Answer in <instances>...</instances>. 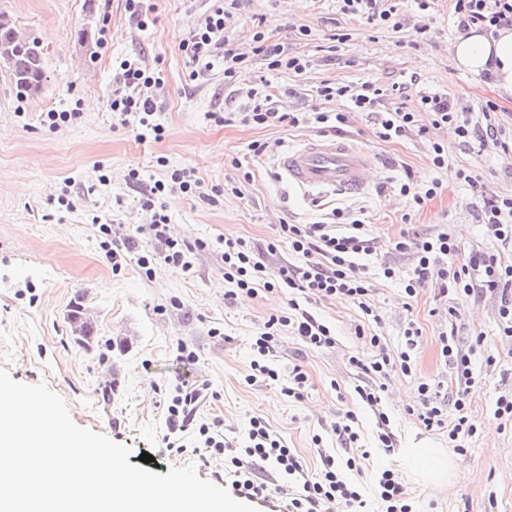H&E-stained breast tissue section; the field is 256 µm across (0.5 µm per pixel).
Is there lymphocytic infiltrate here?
<instances>
[{
	"mask_svg": "<svg viewBox=\"0 0 512 512\" xmlns=\"http://www.w3.org/2000/svg\"><path fill=\"white\" fill-rule=\"evenodd\" d=\"M239 0H211L208 10L196 21L190 39L181 41L178 48L189 68L190 80H197L208 71L215 58L224 60V85L232 88L241 82L251 87L242 107L213 113L214 122L237 123L248 127L295 126L301 123L341 125L347 120L342 112L279 111L275 94L269 90L263 76L257 75L256 63H263L266 70L303 73L309 65L303 57L289 53L284 43L273 40L263 25L254 26L252 52L243 54L231 48L229 31L237 18ZM343 14L375 27L386 24L400 27L399 0H340ZM453 15L460 31L477 27L490 31L512 25V0H450ZM119 85L112 92L110 108L117 123L136 130L139 140L161 141L165 131L153 124L154 101L146 92L155 84V76L146 74L135 63L125 60L119 65ZM322 100L346 98L356 112L372 114L377 138L390 141L408 137L413 132L427 136L430 130H449L464 145L485 147L494 144L503 154L512 153V135L507 134L496 114V105L486 102L480 118L457 110L447 96L424 93L419 104L432 116V126L417 129L413 112L406 107L408 88L405 84H380L365 81L338 85L322 82L316 89ZM164 166L162 178L154 180L148 194L141 200V207L150 218L149 230L157 242L156 250L139 254L136 264L145 277H152L157 264H165L182 271H190L187 259L194 245L169 233L170 218L166 214L162 197L170 185H178L184 193L201 202L216 203L223 196V187L206 186L193 170L166 168L165 158H158ZM487 236L496 239L502 247L512 249V194L489 199L483 215ZM287 244L292 258L279 267L266 262L267 255L276 253L279 244ZM221 257L224 262V279L229 284L228 296L244 293L250 296L262 292H278L288 299L286 311L269 316L251 340L253 358L250 383L271 381L281 387L283 395L302 399L308 374L302 365L295 364L288 371L274 366L280 338L284 332L297 336L308 348L333 347L336 336L330 326L307 310L303 302L329 297H344L356 302L365 316L374 310L367 297L370 284L358 263L360 256L375 252V242L369 238L361 221L347 225L335 224H283L278 229L277 241L258 247L242 238H221ZM396 250L414 251L418 261L411 276L404 283L407 297H416L430 279H440L444 290L466 295L475 292L496 294L499 299L498 322L503 336L512 337V262H502L494 255L481 250L471 251L463 264H456L458 245L448 231L442 230L427 237L402 238ZM446 329L439 335L441 353L455 370L458 387L452 402L441 396V383L422 381L417 386L420 407L417 418L425 430H447L450 441L473 436L477 431L469 410L476 388L471 368V351L464 348L458 335L459 314L455 307H448ZM356 337L372 352L370 359L351 357L353 367L366 375L385 376L392 369L411 373L414 362L412 352L420 335L419 328L408 325L404 332L406 348L398 356H390L381 336L372 333L365 325L354 328ZM207 390L206 384L182 383L167 407L166 432L163 440L167 447L177 452L193 450L201 461L214 456L224 459V483L233 494L257 503H268L270 495L266 483L260 482L258 473L269 468L276 471L286 484L298 486L296 497L289 499L288 512H364L367 501L360 489L346 480L344 469H362L371 453L360 446V435L354 428V414H345L336 422L333 431L348 449L345 460L327 455L318 479H308L303 465L288 448L279 434L262 418L253 417L243 437L226 438L220 422L195 424L196 406ZM193 432V446L183 442L185 432Z\"/></svg>",
	"mask_w": 512,
	"mask_h": 512,
	"instance_id": "1",
	"label": "lymphocytic infiltrate"
}]
</instances>
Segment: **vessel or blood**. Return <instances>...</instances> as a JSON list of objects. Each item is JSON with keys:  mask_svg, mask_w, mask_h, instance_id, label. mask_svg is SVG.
<instances>
[{"mask_svg": "<svg viewBox=\"0 0 512 512\" xmlns=\"http://www.w3.org/2000/svg\"><path fill=\"white\" fill-rule=\"evenodd\" d=\"M372 167L370 154L342 137H309L276 156L281 182L306 195L362 193Z\"/></svg>", "mask_w": 512, "mask_h": 512, "instance_id": "vessel-or-blood-1", "label": "vessel or blood"}]
</instances>
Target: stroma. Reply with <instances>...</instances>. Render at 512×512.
<instances>
[{"label": "stroma", "instance_id": "obj_1", "mask_svg": "<svg viewBox=\"0 0 512 512\" xmlns=\"http://www.w3.org/2000/svg\"><path fill=\"white\" fill-rule=\"evenodd\" d=\"M147 4L150 22L143 27L126 13L125 0H0V12L40 43L45 59V78L35 91L17 89L7 68L0 67V367L13 380L46 383L66 402L77 425L128 446L131 465L164 475L170 468L196 464L192 453H177L162 442L184 346L196 355L191 380L210 386L209 396L197 407L196 422L220 420L226 436L236 438L251 417H263L305 471L315 475L323 468L322 455H339L341 444L332 426L350 411L362 445L372 450V462L347 477L366 496L374 494L375 469L388 468L399 474L416 512H512V422L494 414L498 396L512 389V339L500 334L498 300L488 292L447 298L436 282L407 300L402 280L411 273L415 257L394 248L401 236L425 237L445 229L455 238L459 256L477 249L500 254L498 243L486 236L480 214L484 198L512 194V158L492 147L473 150L447 132L448 166L437 170L428 138L412 134L397 142L381 141L370 114L350 111L343 98L320 104L314 97L315 87L325 80L383 83L413 76L420 89L448 95L465 112L479 113L486 100H493L501 123L512 129V98L454 65L451 47L458 32L448 0H434L425 39L414 32L420 16L415 0H402L404 25L399 29L365 28L341 13L338 0H244L229 32L234 47L247 46L252 24L260 18L274 38L309 62L300 75L266 72L282 108L308 112L319 105L327 112L348 113L339 135L354 139L375 159L363 196L336 195L322 202L286 188L274 168L276 152L322 135L321 126L215 124L210 113L243 106L245 93L225 89L219 59L208 76L189 80L178 49L208 0ZM301 25L311 30L304 40L297 34ZM339 31L347 33V41L330 48V35ZM102 37L107 47H99ZM124 60L162 79L150 89L154 119L165 129L162 141H139L135 131L117 126L112 118L109 104ZM75 107L82 111L77 121L55 132L42 126V113ZM258 139L270 142L272 153L252 157L248 145ZM160 156L171 167L195 169L209 186L236 181L244 167L254 176L242 194H225L213 205L177 191L164 196L173 232L209 244L191 254L190 271L162 264L148 278L132 259L121 271H113L100 247L104 236L99 226L111 225L121 237L148 223L140 201L162 175L156 164ZM234 157L241 168L232 167ZM134 169L140 181H131ZM461 169L472 172L475 184L457 179ZM103 171L109 185L89 193ZM409 177L439 179L444 190L423 207L411 206L399 193ZM66 180L73 201L69 210L56 201ZM336 208L345 221H362L377 243L375 253L361 259L373 286L377 320L370 325L372 332L383 336L394 355L405 348L408 323L422 333L413 373L390 371L375 410L356 392L369 385V377L349 362L350 356L370 355L354 334L363 319L356 304L339 298L306 303L308 312L332 327L334 347L313 350L291 333L281 336L278 366L298 363L309 375L303 399L295 400L277 386L245 381L250 340L264 320L286 309V297L276 292L224 296L229 285L217 238L242 237L262 247L276 237L278 224H320ZM95 215L100 218L96 225L91 222ZM385 264L395 268L396 279H382L379 269ZM76 302L93 316L95 338L88 345L76 342L72 333L68 314ZM451 305L463 316L460 337H484L474 357L479 384L472 414L477 432L465 439L461 452L453 448L447 430H425L412 413L419 382L439 381L451 391L457 387L438 337ZM382 413L395 436L391 454L379 447ZM316 435L321 444L313 443ZM407 448H439L448 460L460 456L466 465L431 491L403 460ZM145 452L152 462H140ZM196 466L199 477L211 481L223 471L224 460L214 457Z\"/></svg>", "mask_w": 512, "mask_h": 512}]
</instances>
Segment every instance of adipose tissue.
I'll use <instances>...</instances> for the list:
<instances>
[{
	"instance_id": "1",
	"label": "adipose tissue",
	"mask_w": 512,
	"mask_h": 512,
	"mask_svg": "<svg viewBox=\"0 0 512 512\" xmlns=\"http://www.w3.org/2000/svg\"><path fill=\"white\" fill-rule=\"evenodd\" d=\"M456 66L465 72L489 74L494 86L512 95V27L490 34L470 28L452 46Z\"/></svg>"
}]
</instances>
